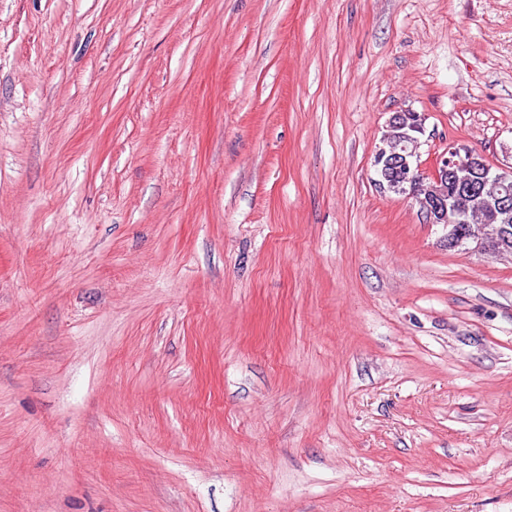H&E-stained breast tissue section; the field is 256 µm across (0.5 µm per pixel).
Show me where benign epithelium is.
<instances>
[{"instance_id": "benign-epithelium-1", "label": "benign epithelium", "mask_w": 512, "mask_h": 512, "mask_svg": "<svg viewBox=\"0 0 512 512\" xmlns=\"http://www.w3.org/2000/svg\"><path fill=\"white\" fill-rule=\"evenodd\" d=\"M425 117L405 110L393 113L387 129L404 140L418 143ZM377 183L380 189L419 201L430 224L448 228V246L470 243L491 252L512 250V229L497 223L500 214L512 209V193L505 190L512 171L490 166L485 158L464 146L451 144L448 155L436 160L430 176L420 172L416 150L381 148Z\"/></svg>"}]
</instances>
